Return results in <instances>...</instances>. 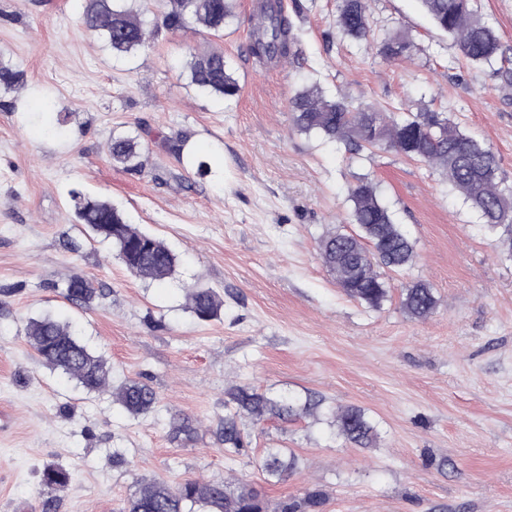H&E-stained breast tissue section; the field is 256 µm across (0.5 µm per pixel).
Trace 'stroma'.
I'll return each instance as SVG.
<instances>
[{
  "label": "stroma",
  "mask_w": 512,
  "mask_h": 512,
  "mask_svg": "<svg viewBox=\"0 0 512 512\" xmlns=\"http://www.w3.org/2000/svg\"><path fill=\"white\" fill-rule=\"evenodd\" d=\"M261 2L236 0L223 36L164 30L127 63L82 25L85 0H0V62L22 73L21 86L0 87V512H44L49 498L53 512H122L137 482L228 475L272 505L321 489L324 512H512V259L499 232L435 169L301 134L288 109L316 80L386 110L449 112L491 144L512 181V89L463 60L420 0H369L374 32L361 42L338 32L337 0H281L299 57L257 59L245 48ZM394 29L419 45L413 59L382 57ZM211 49L239 81L235 102L189 83V51ZM119 135L140 141L144 174L113 163ZM180 135L207 175L168 149ZM364 174L415 251L407 273H387L378 309L349 298L317 256L322 235L349 230V189ZM73 189L167 244L176 274L131 276L77 223ZM75 276L102 296L68 301L61 287ZM416 280L438 300L421 321L401 306ZM191 286L220 294L219 318L196 319ZM46 313L77 324L113 384H149L155 410L130 415L37 358L24 327ZM239 384L323 404L293 422L244 420L249 444L230 457L214 432L225 390ZM340 406L365 410L371 447L338 434ZM185 420L188 437L174 430ZM268 448L298 456L288 480L261 471ZM53 465L73 478L50 491L40 475Z\"/></svg>",
  "instance_id": "1"
}]
</instances>
